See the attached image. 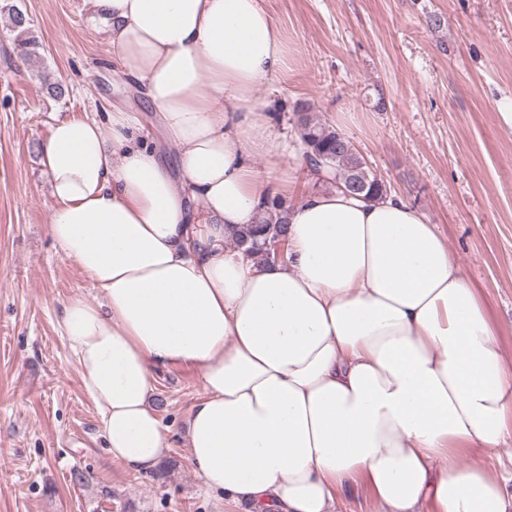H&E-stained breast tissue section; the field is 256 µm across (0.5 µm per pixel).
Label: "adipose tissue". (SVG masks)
Instances as JSON below:
<instances>
[{"label": "adipose tissue", "mask_w": 512, "mask_h": 512, "mask_svg": "<svg viewBox=\"0 0 512 512\" xmlns=\"http://www.w3.org/2000/svg\"><path fill=\"white\" fill-rule=\"evenodd\" d=\"M94 8L179 169L118 107L55 122L41 146L49 233L103 299H68L59 327L112 460L150 473L169 455L152 397L161 369L185 366L203 388L188 459L225 502L334 512L360 481L379 512H512L505 477L463 461L512 432V368L423 213L334 188L289 208L286 261L225 246L287 192L265 92L286 50L261 0Z\"/></svg>", "instance_id": "adipose-tissue-1"}]
</instances>
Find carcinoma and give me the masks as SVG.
I'll list each match as a JSON object with an SVG mask.
<instances>
[{
    "mask_svg": "<svg viewBox=\"0 0 512 512\" xmlns=\"http://www.w3.org/2000/svg\"><path fill=\"white\" fill-rule=\"evenodd\" d=\"M8 14L20 55L29 61L38 59L42 43L35 35L30 18L13 4L9 5ZM295 116L304 160L313 171L330 173L338 187H345L349 179L356 178L358 187L350 190V194L367 201H379L389 196L385 181L371 170L345 134L321 122L307 108H300ZM287 211L281 197L269 199L256 224L234 230L232 241L247 257L266 263L276 261L274 246L288 242Z\"/></svg>",
    "mask_w": 512,
    "mask_h": 512,
    "instance_id": "cac0c4a2",
    "label": "carcinoma"
}]
</instances>
